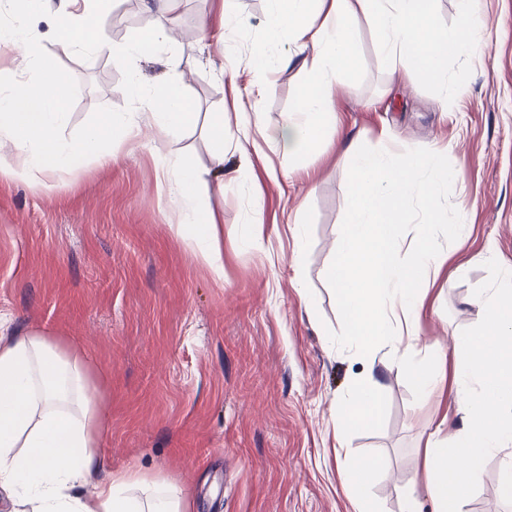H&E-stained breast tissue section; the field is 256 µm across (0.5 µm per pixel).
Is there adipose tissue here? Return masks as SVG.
<instances>
[{"instance_id": "ef3b65f1", "label": "adipose tissue", "mask_w": 512, "mask_h": 512, "mask_svg": "<svg viewBox=\"0 0 512 512\" xmlns=\"http://www.w3.org/2000/svg\"><path fill=\"white\" fill-rule=\"evenodd\" d=\"M103 0H58L52 28L62 53L108 52L137 59L166 45L170 31L159 25L141 38L112 41L91 23L93 8ZM461 24L449 31L433 22V0H269L261 43L250 59L260 75L274 66L272 52L287 44L299 59L307 83L297 108L274 133H267L251 104L240 103L234 124L223 113H210L207 132L216 170H223L232 143L300 158L319 146L334 113L333 92L344 81L356 56L354 20H370L386 67L394 73L411 68L440 87L448 85L447 58L464 55L482 39L481 21L472 0H458ZM40 0H0V15L13 24L0 29V45L21 47L14 65L29 64L30 52L45 36ZM41 79L0 84V178L50 188L52 175L70 172L77 157L112 159L139 139L142 118L157 131L151 147L160 171L174 189L180 221L198 228L202 256L216 277L224 275L220 248L213 242L211 209L195 197L205 175L190 166L171 138L174 130L196 118L190 104L170 79L149 90L138 76L125 89L133 111L105 115L78 139L61 135L68 114L66 82L53 64L42 63ZM342 162L350 177L344 199L339 244L329 269L349 335L372 350L409 362L418 342L417 317L449 254L423 235L406 246L402 229L411 214L412 198L421 195L419 221L442 225L430 201L447 195L452 177L438 152L416 155L404 149L381 154L346 147ZM475 311L472 327L457 337L465 357L453 371L444 353L434 367L412 368L421 402L455 386L461 425L445 437L440 420L424 442L426 479L411 491L400 512H422L429 498L434 512H462L467 489L479 478L487 451L512 447V417L502 408L512 403V272L491 288L476 289L467 300ZM381 383L368 378L355 386L336 413L343 428L375 419ZM106 425L86 359L42 332L0 339V488L8 490L14 512H190V504L168 480L136 470L110 474L91 497L77 491L84 477L98 471V452Z\"/></svg>"}]
</instances>
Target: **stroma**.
I'll return each instance as SVG.
<instances>
[{
  "label": "stroma",
  "mask_w": 512,
  "mask_h": 512,
  "mask_svg": "<svg viewBox=\"0 0 512 512\" xmlns=\"http://www.w3.org/2000/svg\"><path fill=\"white\" fill-rule=\"evenodd\" d=\"M112 0L100 22L123 42L167 24L161 53L126 63L110 54L66 55L52 38L38 51L65 75V138L79 137L103 113L131 111L124 88L131 70L153 83L167 77L188 99L195 122L175 134L187 162L208 171L209 113L233 120L239 99L252 100L267 130L291 112L305 84L298 64L280 63L257 97L249 48L262 37L268 0H183L176 18ZM483 44L447 59L455 91L417 70L390 74L371 26L357 18V64L336 90L335 122L309 157L289 172L277 155L240 160L228 152L234 179L210 175L199 199L216 211L224 276L198 257L195 228L175 230L178 212L158 190V160L149 143L127 145L112 162L77 161L74 176L42 191L0 181V319L9 337L54 336L84 353L103 400L108 431L102 471L80 485L92 495L108 471L134 466L175 484L193 512H353L349 455L377 458L364 478L384 512H400L422 479L420 438L440 419L456 430L454 389L419 404L408 368L383 352L361 349L347 334L328 271L339 236L348 145L406 148L421 154L447 147L455 182L437 209L465 221L469 242L456 247L439 228L430 235L452 258L431 288L418 321L419 346L441 349L447 364L463 358L453 339L475 320L469 295L512 269V0H478ZM237 15L243 28L212 27L202 18ZM241 59L237 77L222 73V46ZM265 227L251 244L250 217ZM304 224V242L290 231ZM494 249L497 260L485 258ZM465 275L455 276L457 267ZM313 297L305 305L303 293ZM420 353L413 362H421ZM376 376L380 412L370 423L337 428L334 416L355 384ZM345 442L347 455L336 452ZM503 456L484 457L463 512H512L502 495Z\"/></svg>",
  "instance_id": "stroma-1"
}]
</instances>
